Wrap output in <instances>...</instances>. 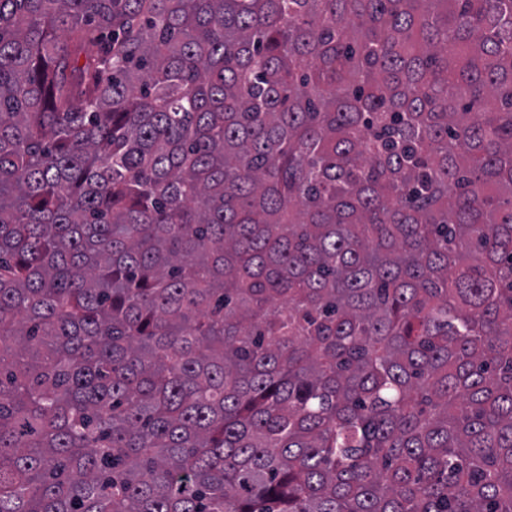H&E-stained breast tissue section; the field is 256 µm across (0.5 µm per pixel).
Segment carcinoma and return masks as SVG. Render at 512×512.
Listing matches in <instances>:
<instances>
[{"label": "carcinoma", "instance_id": "cac0c4a2", "mask_svg": "<svg viewBox=\"0 0 512 512\" xmlns=\"http://www.w3.org/2000/svg\"><path fill=\"white\" fill-rule=\"evenodd\" d=\"M0 512H512V0H0Z\"/></svg>", "mask_w": 512, "mask_h": 512}]
</instances>
